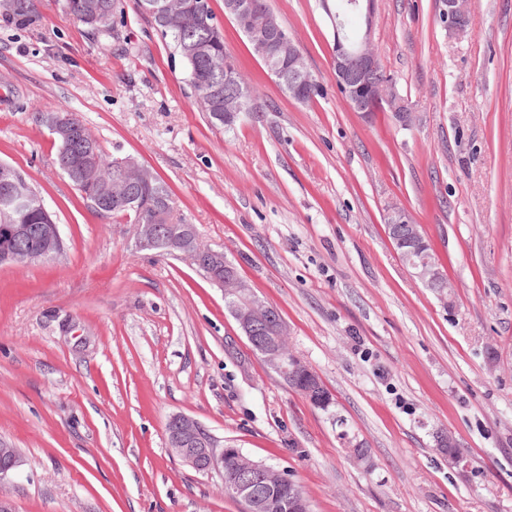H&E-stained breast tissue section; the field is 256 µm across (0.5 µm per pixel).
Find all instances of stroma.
I'll use <instances>...</instances> for the list:
<instances>
[{"mask_svg":"<svg viewBox=\"0 0 512 512\" xmlns=\"http://www.w3.org/2000/svg\"><path fill=\"white\" fill-rule=\"evenodd\" d=\"M33 4L26 23L0 12V160L55 214L64 252L0 267V440L22 458L0 494L13 512H243L221 471L168 448L175 414L299 483L312 512H512V0H467L453 37L442 0H376L372 24L355 17L406 128L348 107L321 0H269L322 88L309 103L279 89L210 0L259 95L229 129L195 104L186 64L136 0L100 34L63 0ZM37 110L77 113L106 154L170 186L202 243L280 311L328 409L253 351L222 289L88 207ZM392 204L432 244L450 304L399 258ZM443 432L464 465L437 448Z\"/></svg>","mask_w":512,"mask_h":512,"instance_id":"obj_1","label":"stroma"}]
</instances>
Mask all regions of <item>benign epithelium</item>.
I'll return each mask as SVG.
<instances>
[{
  "mask_svg": "<svg viewBox=\"0 0 512 512\" xmlns=\"http://www.w3.org/2000/svg\"><path fill=\"white\" fill-rule=\"evenodd\" d=\"M374 0H356L360 12L365 15L366 28L362 36L355 43H350L340 36L336 21L337 12L330 6L328 0H322V7L328 15L334 29V54L332 69L337 85L344 90V99L354 112L367 113L375 106L385 103L394 114L397 122L408 127L412 122L411 113L405 111L402 105L391 98L389 94L381 92L378 85L368 82L365 75L378 67V59L372 49L371 26ZM443 15L446 19L448 33L457 34L465 30L467 11L465 0H443ZM93 13L92 23L102 29L110 23L111 7L104 0H96L91 4ZM257 10L254 0H225L224 15L232 18L242 30H251L252 18ZM151 19L159 25L168 26L171 16V5L167 0H153L148 8ZM257 50L263 57L267 70L275 78L278 85L294 99L309 95L316 82L310 76L307 64L297 43L288 33L276 25L268 26L265 35L257 41ZM288 54V69L277 65L274 58L279 53ZM224 83L232 84L237 89L238 103L235 107H226L218 113L222 119L232 120L243 111L245 99L249 88L241 85L238 78V69L224 67ZM48 130L51 140H66L76 134L89 146L97 143V138L90 130L68 123L65 120L52 118ZM119 165L112 171V182L118 184L113 194L122 197L124 187L148 179L145 167L134 157L124 156L118 158ZM56 167L69 176L79 171V180L75 187L83 189L94 183L100 177L97 160L87 154L80 162L73 164L69 160L58 159ZM46 208L42 197L38 196H12L3 201L0 212L8 215L14 211L28 208ZM385 223L390 225L412 223L411 214L404 208L392 205L384 216ZM161 224L136 225V238L138 243L151 246L155 242L170 249L177 248L188 239L198 237V230L194 224H179L173 227L167 235H162ZM28 233L26 224H9L0 218V265L18 263H35L53 258L63 252L64 243L60 232V225L51 223L41 226L37 244L23 253L12 248V243L25 237ZM180 257L186 259L193 267L204 270L218 282L225 296L229 297L232 312L244 335L260 342L261 327L271 319L277 318V312L271 307H264L253 302L251 289L239 277L237 272L225 263L224 252L210 248L195 250L185 249ZM285 328H278L277 336L266 344L261 345L260 354L283 379L291 377V368L286 366L284 353L287 342ZM166 437L170 448L180 459L197 472H209L213 469L224 468V457L228 454L242 460V474L238 478H231L224 483L225 489L235 498L253 503L257 500L258 489L262 486L274 488L284 481V476L272 467L244 457L238 448H224L212 437L195 419L184 415H173L166 427ZM20 465V456L17 449L0 441V480L14 472ZM269 506L281 512H310L307 500L297 496H284L271 500Z\"/></svg>",
  "mask_w": 512,
  "mask_h": 512,
  "instance_id": "obj_1",
  "label": "benign epithelium"
}]
</instances>
